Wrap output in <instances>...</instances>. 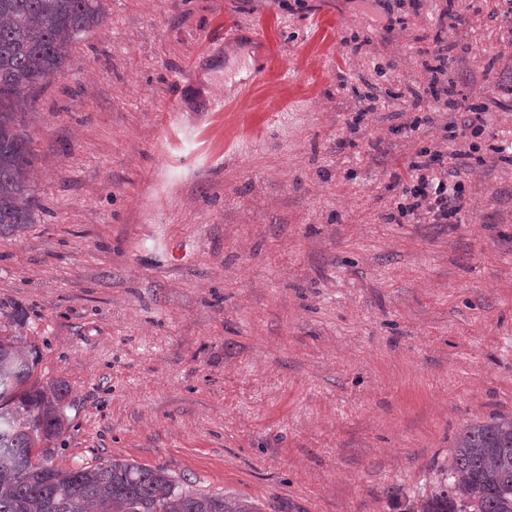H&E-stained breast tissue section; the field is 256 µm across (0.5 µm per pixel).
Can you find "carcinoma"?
I'll return each instance as SVG.
<instances>
[{
	"instance_id": "obj_1",
	"label": "carcinoma",
	"mask_w": 512,
	"mask_h": 512,
	"mask_svg": "<svg viewBox=\"0 0 512 512\" xmlns=\"http://www.w3.org/2000/svg\"><path fill=\"white\" fill-rule=\"evenodd\" d=\"M104 21L100 0H0V235L34 223L26 117L36 93ZM25 322L20 304L0 301V328L13 331L0 335V512H258L247 499L186 488L165 468L55 466L68 385L27 387L37 353L18 347ZM410 512H512V416L463 429L448 473Z\"/></svg>"
}]
</instances>
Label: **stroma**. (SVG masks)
<instances>
[{"label": "stroma", "instance_id": "1", "mask_svg": "<svg viewBox=\"0 0 512 512\" xmlns=\"http://www.w3.org/2000/svg\"><path fill=\"white\" fill-rule=\"evenodd\" d=\"M102 8L27 119L35 222L0 236L31 381L69 389L55 465L164 467L260 512H409L462 428L512 416V9ZM469 106L484 134L451 137ZM425 148L448 172L468 155L458 223L393 219Z\"/></svg>", "mask_w": 512, "mask_h": 512}]
</instances>
